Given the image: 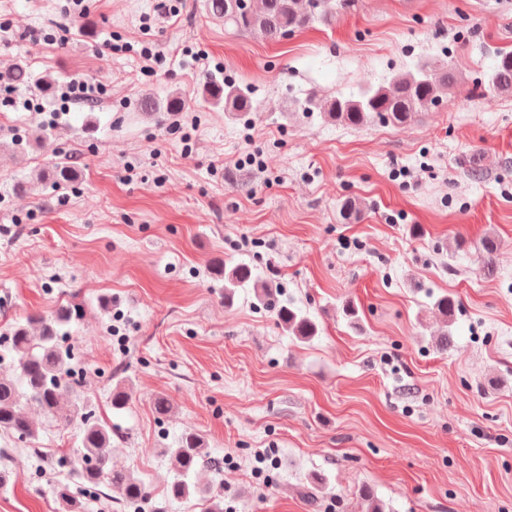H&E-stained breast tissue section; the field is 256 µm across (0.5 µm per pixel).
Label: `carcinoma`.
Returning a JSON list of instances; mask_svg holds the SVG:
<instances>
[{
  "instance_id": "cac0c4a2",
  "label": "carcinoma",
  "mask_w": 512,
  "mask_h": 512,
  "mask_svg": "<svg viewBox=\"0 0 512 512\" xmlns=\"http://www.w3.org/2000/svg\"><path fill=\"white\" fill-rule=\"evenodd\" d=\"M358 0H204L206 13L224 21V26L238 33L261 32L267 39L279 42L297 32L316 25L329 26L338 15L355 7ZM453 63L440 67L429 62L413 70L399 72L376 87L363 90L359 97L317 99L307 97L300 102L304 112H321L338 124L360 127L379 121L404 125L417 112L439 102L452 80ZM37 84L44 94L53 91L59 79H33V75L17 66L0 70V84ZM490 92L512 90V51L495 55L488 75ZM204 94L215 105H224L230 112L256 110L249 93L243 89L209 79ZM183 100L172 97L161 105L153 98L142 99L145 112H179ZM74 168L67 162L52 164L45 178L63 185L73 178ZM486 268H491L499 250V242L491 236L481 242ZM253 280L252 269L238 264L224 271V302H233L235 289ZM277 320L289 335L308 341L317 335V324L294 303L276 309ZM72 319V309L63 306L51 315L41 313L27 317L26 324L17 325L9 336V352L15 365L13 371L0 372V430L19 441H32L38 429L27 410L35 409L64 424H79V446L71 449L73 472L86 488L106 487L115 490L125 503L145 500L151 496L146 482L130 469L112 467V427L92 418L84 397L77 387L72 367V351L62 345L60 331ZM132 392L126 383H117L112 391V407H126ZM175 473L167 485L169 500L189 501L198 498L206 503L204 512H224L220 493L199 486L193 480L198 468L208 463L203 438L186 432L175 448L164 450ZM62 512H81V502L64 486L58 492Z\"/></svg>"
}]
</instances>
